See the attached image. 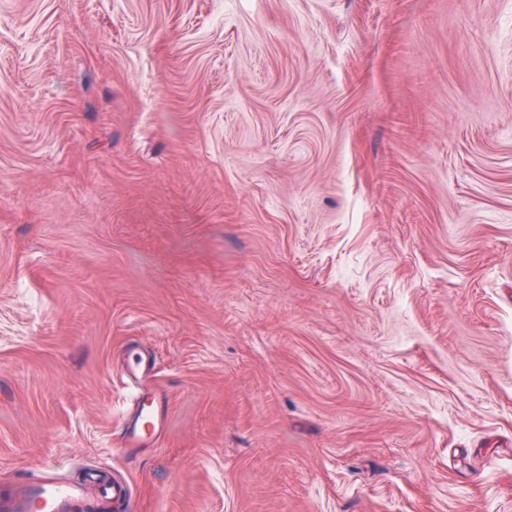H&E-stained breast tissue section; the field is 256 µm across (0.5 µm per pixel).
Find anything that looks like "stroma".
Segmentation results:
<instances>
[{
  "label": "stroma",
  "instance_id": "obj_1",
  "mask_svg": "<svg viewBox=\"0 0 512 512\" xmlns=\"http://www.w3.org/2000/svg\"><path fill=\"white\" fill-rule=\"evenodd\" d=\"M90 469L512 512V0H0V496ZM145 403L142 400L137 404L135 414L137 415L136 418L132 420L131 423H129L124 432V447L127 452L133 453L138 450V448H141L145 445V437L142 434L140 427H139V418L142 419H150L149 423L152 426V431L156 435H158L161 430L163 429V418L157 414L153 415L151 413H148L145 411Z\"/></svg>",
  "mask_w": 512,
  "mask_h": 512
}]
</instances>
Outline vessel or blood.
<instances>
[{
  "label": "vessel or blood",
  "mask_w": 512,
  "mask_h": 512,
  "mask_svg": "<svg viewBox=\"0 0 512 512\" xmlns=\"http://www.w3.org/2000/svg\"><path fill=\"white\" fill-rule=\"evenodd\" d=\"M135 413L136 421L129 423L124 432V445L130 453L145 444L140 419H149L156 434L164 425L161 416H148L144 405H137ZM130 498L129 487L119 482L99 495L89 496L80 484L31 476L15 487L7 512H119Z\"/></svg>",
  "instance_id": "vessel-or-blood-1"
}]
</instances>
